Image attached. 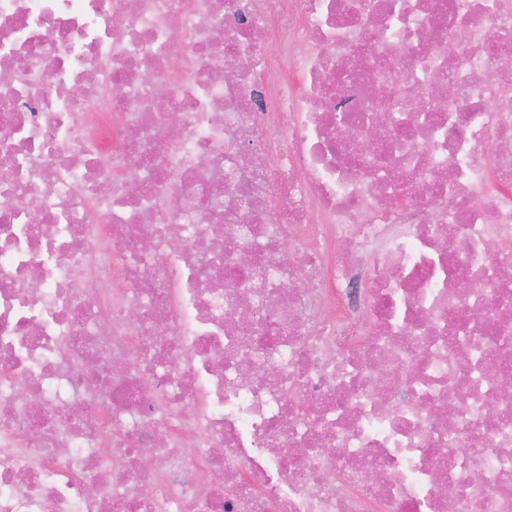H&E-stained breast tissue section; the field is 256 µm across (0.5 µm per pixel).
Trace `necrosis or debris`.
Segmentation results:
<instances>
[{
	"label": "necrosis or debris",
	"instance_id": "1",
	"mask_svg": "<svg viewBox=\"0 0 512 512\" xmlns=\"http://www.w3.org/2000/svg\"><path fill=\"white\" fill-rule=\"evenodd\" d=\"M508 87L512 0H0V512H512Z\"/></svg>",
	"mask_w": 512,
	"mask_h": 512
}]
</instances>
